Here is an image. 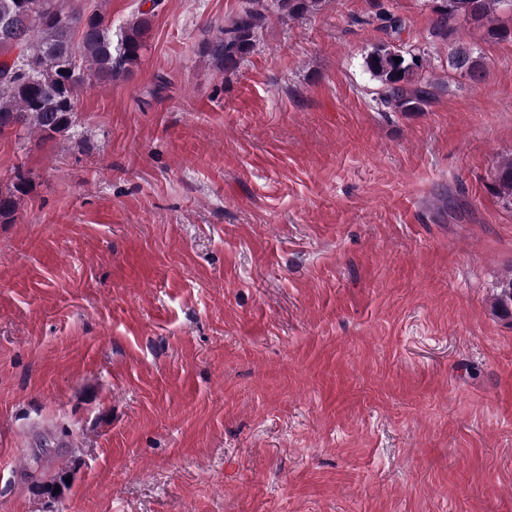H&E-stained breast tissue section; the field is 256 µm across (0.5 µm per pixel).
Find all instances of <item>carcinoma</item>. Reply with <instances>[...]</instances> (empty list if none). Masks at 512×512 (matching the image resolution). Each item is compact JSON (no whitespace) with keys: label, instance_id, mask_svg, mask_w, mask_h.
<instances>
[{"label":"carcinoma","instance_id":"carcinoma-1","mask_svg":"<svg viewBox=\"0 0 512 512\" xmlns=\"http://www.w3.org/2000/svg\"><path fill=\"white\" fill-rule=\"evenodd\" d=\"M72 0H0V136H34L40 142L69 140L77 127V108L90 78L112 83L118 74L138 67L147 47L154 10H138L112 32L106 12L89 14L68 6ZM277 12L298 18L319 9L322 0H275ZM265 0H244V7L204 54L228 71L251 52L255 30L265 18ZM434 37L448 44V68L479 84L485 78L481 57L454 39L461 22L487 26L496 39L512 29L497 23V14L512 15V0H436ZM401 58L395 62V58ZM368 72L384 87L381 107L391 112H421L435 97L436 83L419 72L423 57L406 55L382 44L365 57ZM34 183L33 173L19 165L6 190H0V224L16 220L19 202ZM496 194L512 206V157L495 174ZM496 305L512 310V275L499 286Z\"/></svg>","mask_w":512,"mask_h":512}]
</instances>
